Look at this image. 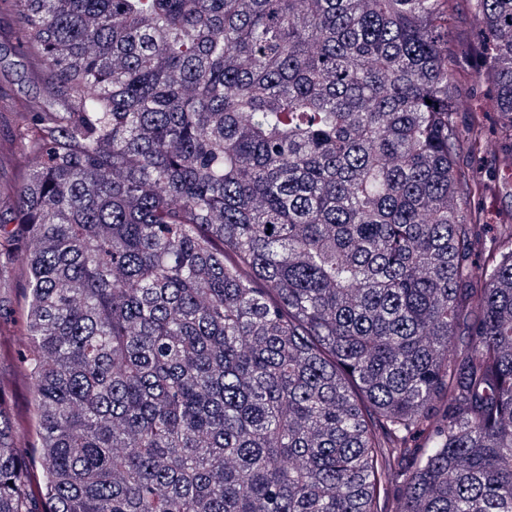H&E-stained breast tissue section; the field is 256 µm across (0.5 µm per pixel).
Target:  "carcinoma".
Listing matches in <instances>:
<instances>
[{"mask_svg": "<svg viewBox=\"0 0 512 512\" xmlns=\"http://www.w3.org/2000/svg\"><path fill=\"white\" fill-rule=\"evenodd\" d=\"M451 2L0 0L40 445L0 389V512H512L509 182L453 99L512 160V0L467 74ZM455 100L457 101L455 116L459 124L465 120L467 112L473 110L493 112L487 90L480 87L471 85L461 86L455 92Z\"/></svg>", "mask_w": 512, "mask_h": 512, "instance_id": "carcinoma-1", "label": "carcinoma"}]
</instances>
